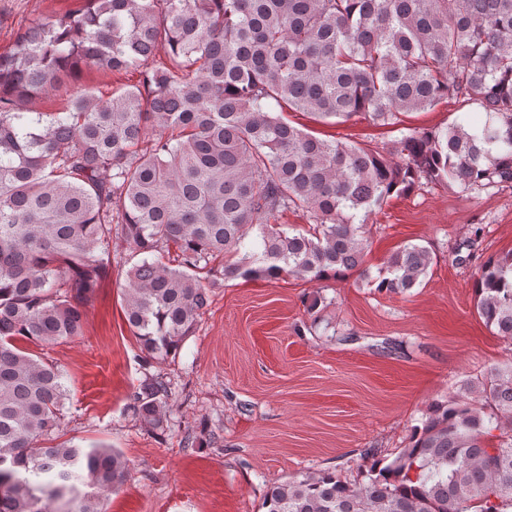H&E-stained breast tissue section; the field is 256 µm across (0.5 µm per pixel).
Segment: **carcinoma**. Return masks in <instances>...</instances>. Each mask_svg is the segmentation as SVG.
Segmentation results:
<instances>
[{"mask_svg": "<svg viewBox=\"0 0 512 512\" xmlns=\"http://www.w3.org/2000/svg\"><path fill=\"white\" fill-rule=\"evenodd\" d=\"M165 49V59L152 58ZM136 82L65 112L26 102L83 69ZM451 95L478 111L383 150L317 138L319 121L396 125ZM512 185V0H87L0 54V512H104L130 475L115 449L59 438L69 390L30 350L83 334L112 236L137 257L125 318L145 363L176 358L211 288L355 271L408 292L433 265L405 243L372 274L369 217L422 182ZM308 225L273 220L286 212ZM512 341V251L474 281ZM435 401L392 458L351 482L323 470L271 485L266 512H512V365ZM169 381L144 373L127 411L169 429Z\"/></svg>", "mask_w": 512, "mask_h": 512, "instance_id": "obj_1", "label": "carcinoma"}]
</instances>
